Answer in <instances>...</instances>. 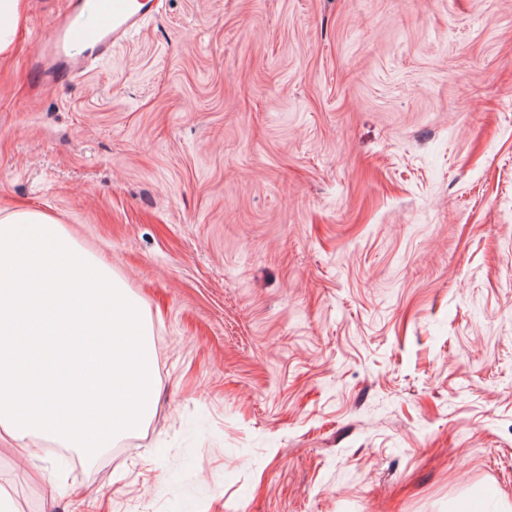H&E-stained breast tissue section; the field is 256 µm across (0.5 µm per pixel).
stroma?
I'll return each mask as SVG.
<instances>
[{
  "label": "stroma",
  "mask_w": 512,
  "mask_h": 512,
  "mask_svg": "<svg viewBox=\"0 0 512 512\" xmlns=\"http://www.w3.org/2000/svg\"><path fill=\"white\" fill-rule=\"evenodd\" d=\"M60 5L0 215L111 263L156 404L90 459L0 430L11 512H512V0H160L46 85Z\"/></svg>",
  "instance_id": "35a3bbf8"
}]
</instances>
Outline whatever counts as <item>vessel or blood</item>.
<instances>
[{
  "label": "vessel or blood",
  "mask_w": 512,
  "mask_h": 512,
  "mask_svg": "<svg viewBox=\"0 0 512 512\" xmlns=\"http://www.w3.org/2000/svg\"><path fill=\"white\" fill-rule=\"evenodd\" d=\"M155 8V0H64L30 64L47 83L76 77L109 57Z\"/></svg>",
  "instance_id": "b4317fda"
}]
</instances>
